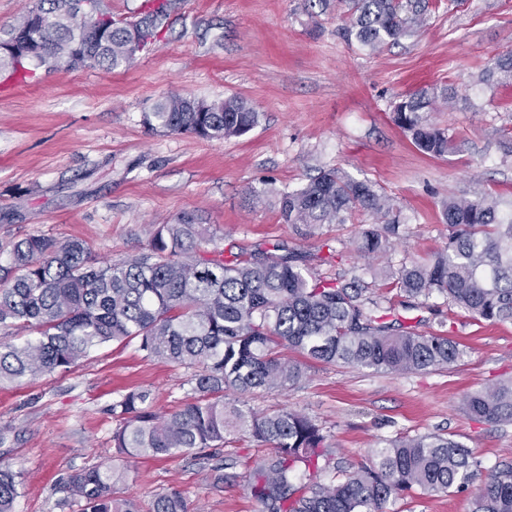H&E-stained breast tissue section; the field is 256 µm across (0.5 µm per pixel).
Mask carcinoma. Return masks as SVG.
<instances>
[{"instance_id": "1", "label": "carcinoma", "mask_w": 512, "mask_h": 512, "mask_svg": "<svg viewBox=\"0 0 512 512\" xmlns=\"http://www.w3.org/2000/svg\"><path fill=\"white\" fill-rule=\"evenodd\" d=\"M86 6L76 39L71 27ZM171 0H148L136 21L119 22L102 0H37L40 21L35 44L40 66L53 70L97 67L111 70L131 62L124 46L138 50L154 42L164 27ZM429 0H336L346 15L344 35L369 52L414 33ZM32 63L22 48L0 53V71ZM480 81L488 87L512 84V53L499 56ZM437 99L422 89L393 107L394 122L423 153H448L447 131L430 118ZM259 120L245 101L165 97L144 114L152 129L224 141L250 131ZM286 224L313 234L325 224H344L355 210L390 215V199L367 182L335 169L323 170L299 190L278 200ZM448 244L423 263L402 264L386 275L389 291L405 298L435 293L474 319L512 321V201L484 194L450 197L441 204ZM385 230L364 229L357 251L367 257L387 252ZM208 225L193 213L156 227L148 251L112 263L92 257L81 240L60 241L30 234L0 246V327L34 334L22 344L0 343V385L56 372L65 373L108 343L137 342L143 357L191 370L183 405L172 412L154 408L146 390H131L112 402L117 426L115 458L129 465L141 457L166 458L181 452L208 460L239 435L268 445L274 456L250 467L252 495L266 512H385L407 492L464 489L477 476V462L463 443L441 434L401 436L372 450L370 461L343 471L329 484L317 481L330 465L326 435L308 416L288 410L257 412L224 401V392L297 385L307 363H342L384 372H414L457 361L458 344L447 336L397 331L381 312V299L365 295L357 280H325L302 266L304 258L279 253L280 246L254 259L225 253ZM298 352L301 358L285 355ZM467 413L478 422L512 423V380L466 396ZM231 464L208 469L221 491L232 478ZM125 475L117 466H94L69 475L67 499L81 512H190L176 488L156 494L146 505L114 496ZM19 475L0 467V512H14ZM473 512H512V465L492 468L475 499Z\"/></svg>"}]
</instances>
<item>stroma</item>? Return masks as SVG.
<instances>
[{"label": "stroma", "instance_id": "obj_1", "mask_svg": "<svg viewBox=\"0 0 512 512\" xmlns=\"http://www.w3.org/2000/svg\"><path fill=\"white\" fill-rule=\"evenodd\" d=\"M341 24L335 10L314 14L305 0H172L158 39L131 65L37 69L28 85L0 98V243L28 234L74 238L93 257L118 262L144 252L157 225L192 212L224 249L258 255L280 244L306 255L315 275L356 278L373 291L381 270L444 248L442 200L485 192L512 200V86L473 81L512 52V0H431L415 34L374 53L347 41ZM422 87L454 102L431 114L451 139L439 158L418 150L393 120L394 103ZM174 94L238 97L259 121L221 142L148 129L145 112ZM329 168L390 198L399 228L383 256L368 260L356 250L373 222L363 211L314 235L281 220L280 193ZM325 237L339 253L329 263L319 259ZM391 316L450 336L461 357L408 373L313 364L295 387L247 393L239 403L316 420L330 453L324 484L405 435L453 436L484 471L512 463V423L475 421L463 405L466 394L512 378V322L474 320L437 293L395 302ZM187 376L143 358L136 343H110L69 372L0 385V466L19 474L15 512H79L60 506L64 481L111 464L112 402L146 388L160 411L175 410ZM269 452L246 437L221 449L234 477L220 492L206 478L209 461L189 453L140 460L115 490L147 502L176 487L191 512H262L244 462ZM480 486L416 490L387 512H471Z\"/></svg>", "mask_w": 512, "mask_h": 512}]
</instances>
